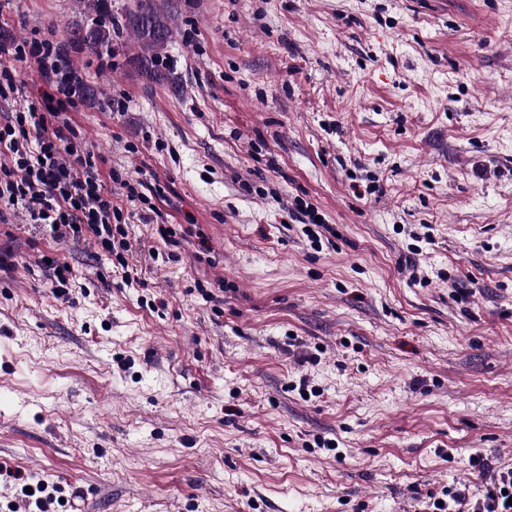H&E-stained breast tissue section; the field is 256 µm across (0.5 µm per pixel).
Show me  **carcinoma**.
I'll return each mask as SVG.
<instances>
[{"mask_svg": "<svg viewBox=\"0 0 512 512\" xmlns=\"http://www.w3.org/2000/svg\"><path fill=\"white\" fill-rule=\"evenodd\" d=\"M85 15L93 17V24L66 27L58 43V64L71 75L72 84L82 91L85 86L74 54L86 49L112 50V24L103 21L104 17L112 15L111 3L86 0ZM120 27L132 33L141 48V55L136 59L141 73L152 80L162 79L158 65L173 33L169 18L157 11L153 0H137L136 7L124 13Z\"/></svg>", "mask_w": 512, "mask_h": 512, "instance_id": "obj_1", "label": "carcinoma"}]
</instances>
